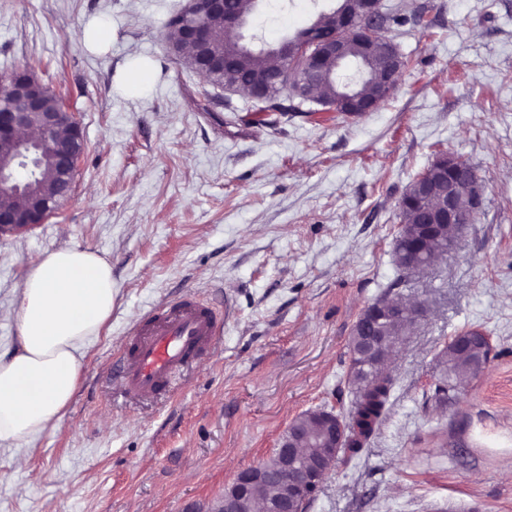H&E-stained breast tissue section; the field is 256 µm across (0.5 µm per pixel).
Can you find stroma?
I'll list each match as a JSON object with an SVG mask.
<instances>
[{
	"mask_svg": "<svg viewBox=\"0 0 512 512\" xmlns=\"http://www.w3.org/2000/svg\"><path fill=\"white\" fill-rule=\"evenodd\" d=\"M185 0H0V75L29 65L77 112L73 191L44 223L0 235V353L17 341L18 290L46 253L105 257L112 316L85 349L54 427L0 447V512H208L291 421L347 415L349 341L384 293L423 304L391 365L385 422L339 460L307 512H512V0H383L423 16L387 35L408 66L373 112L257 113L168 50ZM328 0H263L248 28L269 45ZM111 22V49L85 25ZM155 67L126 95L129 61ZM477 172L480 205L457 248L401 278L399 203L439 155ZM201 295L227 315L176 393L130 404L112 366L162 303ZM482 331L484 370L433 398L440 352Z\"/></svg>",
	"mask_w": 512,
	"mask_h": 512,
	"instance_id": "1",
	"label": "stroma"
}]
</instances>
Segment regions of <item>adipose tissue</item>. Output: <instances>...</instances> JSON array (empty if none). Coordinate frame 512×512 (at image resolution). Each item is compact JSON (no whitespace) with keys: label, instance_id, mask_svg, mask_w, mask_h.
<instances>
[{"label":"adipose tissue","instance_id":"ef3b65f1","mask_svg":"<svg viewBox=\"0 0 512 512\" xmlns=\"http://www.w3.org/2000/svg\"><path fill=\"white\" fill-rule=\"evenodd\" d=\"M112 266L65 245L35 264L19 290L18 342L0 354V443L55 425L79 380L84 347L112 314Z\"/></svg>","mask_w":512,"mask_h":512}]
</instances>
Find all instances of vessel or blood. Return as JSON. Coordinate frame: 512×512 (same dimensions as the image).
I'll list each match as a JSON object with an SVG mask.
<instances>
[{"mask_svg":"<svg viewBox=\"0 0 512 512\" xmlns=\"http://www.w3.org/2000/svg\"><path fill=\"white\" fill-rule=\"evenodd\" d=\"M223 330V315L196 295L159 307L131 331L113 383L131 400L168 394L183 372L214 347Z\"/></svg>","mask_w":512,"mask_h":512,"instance_id":"b4317fda","label":"vessel or blood"}]
</instances>
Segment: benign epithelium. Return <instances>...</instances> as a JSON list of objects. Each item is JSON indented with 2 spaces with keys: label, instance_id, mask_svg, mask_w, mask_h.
I'll list each match as a JSON object with an SVG mask.
<instances>
[{
  "label": "benign epithelium",
  "instance_id": "benign-epithelium-1",
  "mask_svg": "<svg viewBox=\"0 0 512 512\" xmlns=\"http://www.w3.org/2000/svg\"><path fill=\"white\" fill-rule=\"evenodd\" d=\"M341 10L345 15V34L335 35L330 41L313 37L295 39L285 37L276 45L262 46L263 52L271 57L283 70L295 63L301 66L304 84H316L323 76L322 64L326 57H336V64L345 59V35L368 26L372 43L387 57L383 73L376 76L378 93L370 99H362L354 93L345 94L348 110L354 113L371 112L396 91L399 84L402 58L397 45L385 37V13L380 9V0H352ZM226 0H207V6L197 11L196 0H186L182 17L183 39L196 46L204 45L209 38L212 23L227 17ZM8 82V100L0 101V145L9 142L14 145V155L0 159V196L20 194L25 190L16 171L15 162L26 161V167L39 166L37 154L51 155L59 177L65 181L64 195H70L72 177L82 155L84 136L76 113L65 108L57 112L45 106L48 89L37 80H15ZM450 176L448 189L442 191L434 207L416 210V223L421 225V237L414 246L411 263L416 272L428 268L436 259L424 255L422 244L425 240L440 236L448 224L461 222L468 213L464 204L465 196L460 191L459 179L464 178L470 186H477L474 169L456 159L448 164ZM54 213L49 204L34 201L26 211L0 204V233L20 232L43 223ZM423 313L422 305L401 302H374L361 312L357 323L365 335L366 344L376 352L384 343L377 324L382 320L400 319L404 326L412 325ZM316 421L322 433L320 447L307 455L302 446L303 432L300 419L294 418L287 432L281 438L278 448L266 460L255 466L239 471L224 490L223 498L217 500L210 512H307V506L318 486L336 464V457L344 446L346 424L342 417L326 409L315 411ZM257 485L270 490L265 500H256L251 491Z\"/></svg>",
  "mask_w": 512,
  "mask_h": 512
}]
</instances>
